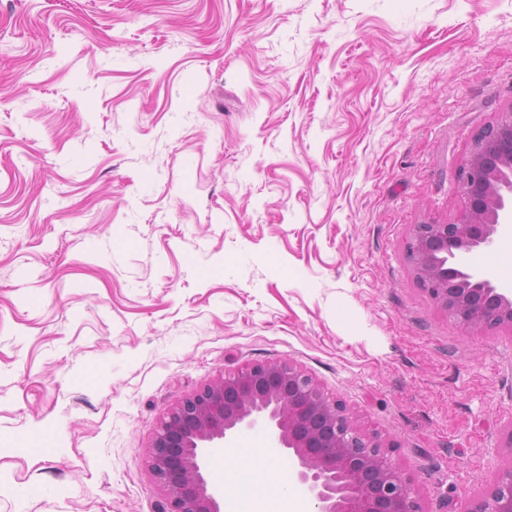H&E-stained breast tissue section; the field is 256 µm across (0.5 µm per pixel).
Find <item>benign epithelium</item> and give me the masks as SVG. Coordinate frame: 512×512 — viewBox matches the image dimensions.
I'll return each mask as SVG.
<instances>
[{
  "instance_id": "7a95c632",
  "label": "benign epithelium",
  "mask_w": 512,
  "mask_h": 512,
  "mask_svg": "<svg viewBox=\"0 0 512 512\" xmlns=\"http://www.w3.org/2000/svg\"><path fill=\"white\" fill-rule=\"evenodd\" d=\"M456 181L461 216L417 224L407 243L415 280L462 330L512 329V294L465 265L512 219V110L478 133ZM257 416L267 419L273 447L288 451L316 512H422L413 481L393 459L395 446L364 433L341 400L286 361L227 374L162 415L147 450L164 491L158 512H221L220 493L203 474L206 457ZM463 512H512V460Z\"/></svg>"
}]
</instances>
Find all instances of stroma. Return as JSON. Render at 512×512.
Returning a JSON list of instances; mask_svg holds the SVG:
<instances>
[{"instance_id": "35a3bbf8", "label": "stroma", "mask_w": 512, "mask_h": 512, "mask_svg": "<svg viewBox=\"0 0 512 512\" xmlns=\"http://www.w3.org/2000/svg\"><path fill=\"white\" fill-rule=\"evenodd\" d=\"M509 110L512 0H0V512H157L162 414L280 361L463 512L512 330L406 245Z\"/></svg>"}]
</instances>
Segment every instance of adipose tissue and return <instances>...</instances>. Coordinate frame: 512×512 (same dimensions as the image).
<instances>
[{"label": "adipose tissue", "mask_w": 512, "mask_h": 512, "mask_svg": "<svg viewBox=\"0 0 512 512\" xmlns=\"http://www.w3.org/2000/svg\"><path fill=\"white\" fill-rule=\"evenodd\" d=\"M220 475L235 512H313L307 495L292 481L287 463L256 437L225 454Z\"/></svg>", "instance_id": "ef3b65f1"}]
</instances>
